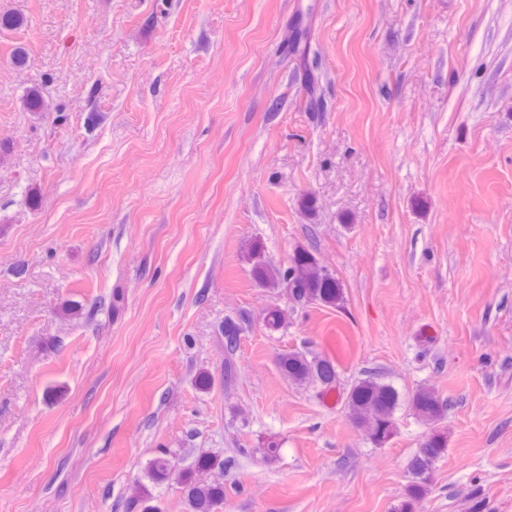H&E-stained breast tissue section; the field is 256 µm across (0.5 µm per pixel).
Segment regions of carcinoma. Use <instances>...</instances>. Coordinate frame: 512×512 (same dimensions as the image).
<instances>
[{"mask_svg":"<svg viewBox=\"0 0 512 512\" xmlns=\"http://www.w3.org/2000/svg\"><path fill=\"white\" fill-rule=\"evenodd\" d=\"M308 38L306 25L298 22L288 31L286 41L292 50L303 53L308 48ZM23 106L31 112L43 111L45 100L41 89L30 88L23 98ZM242 261L249 267V275L259 287L287 295L297 306L315 304L339 308L344 303L345 292L340 280L321 266L307 248H295L289 264L280 266L272 263L265 256L264 247L255 241L244 248ZM261 320L267 331L277 332L285 324V311L279 305L271 304L263 310ZM223 332L224 382L230 385L235 379L234 354L243 326L227 317ZM277 365L284 377L295 385L313 387L321 393L337 386V365L325 355L309 350H285L278 354ZM346 405L352 424L363 429L375 445H385L396 434L395 411L400 405V393L392 384L374 376L363 378L350 388ZM409 406L417 418L431 426V434L410 462L406 500L395 508V512H413L415 502L428 494L430 473L448 447L447 437L437 429L444 413V402L437 392L431 388H420L409 399ZM230 464L229 460L204 456L198 460L197 468L181 470L172 456L162 453L149 460L145 477L155 484L174 481L182 485L188 512H220L224 504V483L206 476V473L216 469L223 471ZM152 501L154 496L140 481L127 509L131 512L134 509L161 512Z\"/></svg>","mask_w":512,"mask_h":512,"instance_id":"1","label":"carcinoma"}]
</instances>
